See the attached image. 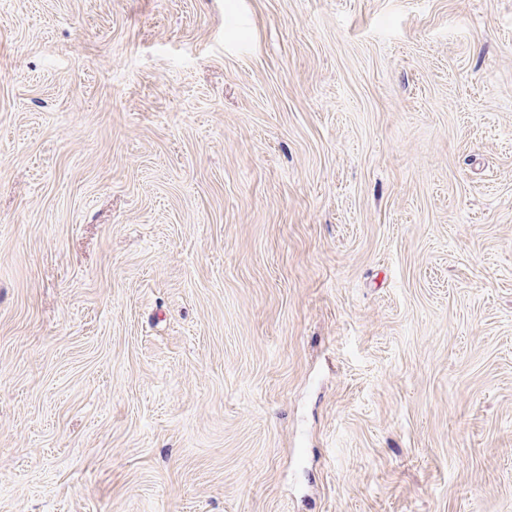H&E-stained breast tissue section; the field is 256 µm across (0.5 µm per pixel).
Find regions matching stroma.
<instances>
[{
  "instance_id": "1",
  "label": "stroma",
  "mask_w": 512,
  "mask_h": 512,
  "mask_svg": "<svg viewBox=\"0 0 512 512\" xmlns=\"http://www.w3.org/2000/svg\"><path fill=\"white\" fill-rule=\"evenodd\" d=\"M0 512H512V0H0Z\"/></svg>"
}]
</instances>
